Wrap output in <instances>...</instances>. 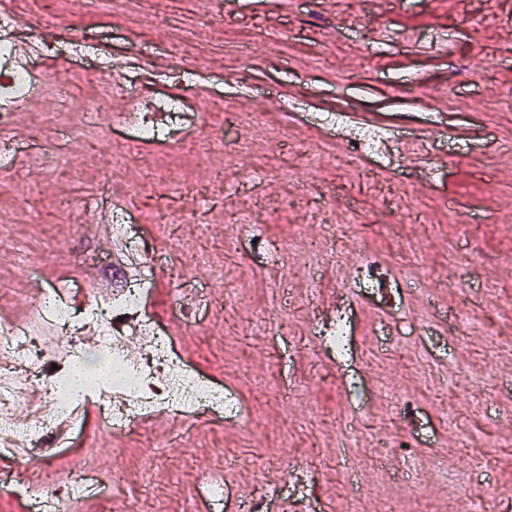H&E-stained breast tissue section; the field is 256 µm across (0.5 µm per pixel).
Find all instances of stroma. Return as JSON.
I'll return each mask as SVG.
<instances>
[{"label": "stroma", "instance_id": "obj_1", "mask_svg": "<svg viewBox=\"0 0 512 512\" xmlns=\"http://www.w3.org/2000/svg\"><path fill=\"white\" fill-rule=\"evenodd\" d=\"M43 25L97 35L73 65H44L76 98L113 80L101 45L155 59L182 42L157 91L227 102L185 130L187 150L142 145L124 168L117 128L68 150L56 176L37 101L18 112L0 152V316L26 315L55 283L111 287L123 267L98 230L99 175L137 185L140 168L169 167L177 187L133 200L161 267L149 305L179 307L176 348L223 380L246 419L184 435L156 416L150 448L90 413L58 451L59 477L88 448L99 470L122 461L121 498L145 486L155 512H209L200 479L231 448L246 464L224 476V512H241L260 481L288 488L301 512H454L466 482L476 512H512V0H60ZM279 95L281 107L264 105ZM339 108L404 135L385 160L355 157L348 132L315 124ZM475 125L484 140L460 138ZM415 137L429 142L428 169L406 162ZM233 141L241 150L216 178L197 153ZM228 184L252 223L225 221ZM196 196L195 222L159 228L158 209ZM463 212L480 223H459ZM341 311L351 350L336 360L319 333ZM392 441L408 453L382 454Z\"/></svg>", "mask_w": 512, "mask_h": 512}]
</instances>
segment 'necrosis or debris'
Instances as JSON below:
<instances>
[{"instance_id": "4bbe7bcc", "label": "necrosis or debris", "mask_w": 512, "mask_h": 512, "mask_svg": "<svg viewBox=\"0 0 512 512\" xmlns=\"http://www.w3.org/2000/svg\"><path fill=\"white\" fill-rule=\"evenodd\" d=\"M117 94L129 99L123 117L134 131V142L140 144L175 140L181 131L178 119L190 110L187 98L145 97L125 78L114 80L94 97L74 101L66 83L40 76L34 63H16L12 45L0 42V97L5 100L0 106V133L9 127L15 111L32 96L43 95L54 102L44 118L47 128L65 127L76 136L82 129L97 127L101 117L110 114ZM73 112L80 113L82 126H71ZM113 232L134 257V273L105 293L86 287L79 306L69 301L67 289L50 286L43 289L26 320L0 325L1 452L18 455L26 447L46 442L58 422H79L81 409L89 403L101 422L119 434L143 432L146 421L160 413L188 426L202 418L220 426L238 417L237 397L226 392L223 381L199 371L178 354L168 323L148 311L158 262L145 248L132 207L123 204L116 209ZM129 325L149 345L142 358L127 352L124 332ZM89 330L95 332L96 347L112 374L76 391L68 386L69 372L85 361L83 334ZM50 353L57 365L52 372L45 369ZM19 371L29 385L42 389L40 406L23 426L14 415ZM124 477L125 469L117 463L110 473H102L85 449L73 460L63 494H49L25 482L13 484L12 492L30 498L32 512H65L67 500L91 492L97 493L99 501H109L112 488L120 486Z\"/></svg>"}]
</instances>
